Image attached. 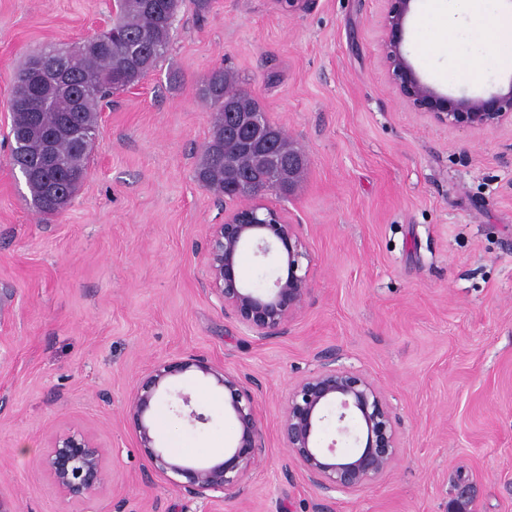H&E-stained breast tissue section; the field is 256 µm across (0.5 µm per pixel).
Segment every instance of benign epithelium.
Masks as SVG:
<instances>
[{
  "label": "benign epithelium",
  "instance_id": "benign-epithelium-1",
  "mask_svg": "<svg viewBox=\"0 0 512 512\" xmlns=\"http://www.w3.org/2000/svg\"><path fill=\"white\" fill-rule=\"evenodd\" d=\"M383 61L399 99L435 122L460 128L481 129L512 120V85L489 97L450 98L439 93L417 73L404 50V29L414 0H384ZM254 247L267 256L282 255L287 275L278 276L266 288L243 285L236 268L243 252ZM309 259L294 225L277 211L254 200L210 225L208 235V288L222 302L224 315L269 337L280 333L305 295L306 276L298 274ZM189 371L213 377L224 389L227 405L238 427L235 446L217 461L188 466L156 446L146 420L170 377ZM256 382L217 366L207 358L162 360L138 382L128 419L142 454L151 469L179 491L199 499L235 495L258 463L264 448L256 409ZM334 416L336 432L352 437L358 450L346 460L336 459L337 442L319 446L320 424ZM277 430L294 463L312 484L327 490L353 494L382 479L395 464L401 436L387 398L363 370L336 365L325 358L321 368L297 381L279 416ZM46 465L60 492L81 498L108 482L105 451L82 432L59 435L49 448Z\"/></svg>",
  "mask_w": 512,
  "mask_h": 512
}]
</instances>
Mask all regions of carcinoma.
<instances>
[{"label":"carcinoma","instance_id":"cac0c4a2","mask_svg":"<svg viewBox=\"0 0 512 512\" xmlns=\"http://www.w3.org/2000/svg\"><path fill=\"white\" fill-rule=\"evenodd\" d=\"M179 0H115L112 27L66 51L47 77L28 60L16 75L10 102L13 141L10 160L29 173L35 207L59 214L87 175L102 102L137 85L166 52ZM199 93L215 108L210 140L196 171L199 184L218 195L286 192L304 167L302 153L276 126H267L264 156L245 149L255 131L241 118L261 111L236 75L218 68L202 81Z\"/></svg>","mask_w":512,"mask_h":512}]
</instances>
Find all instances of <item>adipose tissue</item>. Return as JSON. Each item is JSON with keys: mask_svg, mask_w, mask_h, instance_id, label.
<instances>
[{"mask_svg": "<svg viewBox=\"0 0 512 512\" xmlns=\"http://www.w3.org/2000/svg\"><path fill=\"white\" fill-rule=\"evenodd\" d=\"M430 14L422 16L421 24L431 25L442 34L436 53L447 56L448 70H459V59L452 48V39L466 24L476 25L484 32L485 53L496 64L512 72V0L496 9H488V0H433Z\"/></svg>", "mask_w": 512, "mask_h": 512, "instance_id": "ef3b65f1", "label": "adipose tissue"}]
</instances>
